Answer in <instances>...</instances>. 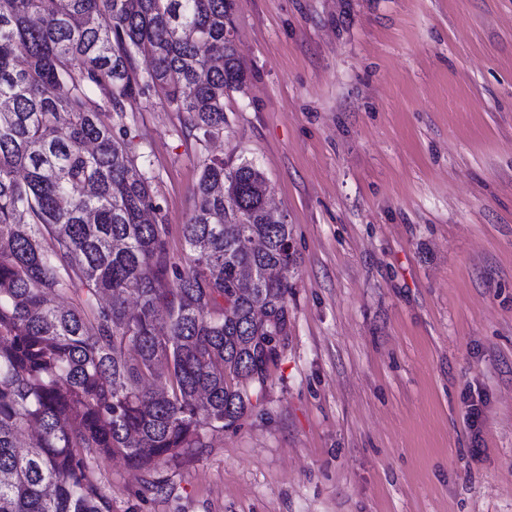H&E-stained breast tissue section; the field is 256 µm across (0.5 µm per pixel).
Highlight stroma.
Here are the masks:
<instances>
[{
	"mask_svg": "<svg viewBox=\"0 0 512 512\" xmlns=\"http://www.w3.org/2000/svg\"><path fill=\"white\" fill-rule=\"evenodd\" d=\"M233 21L223 133L160 91L124 125L174 256L204 162L266 174L298 257L288 331L162 493L110 459L94 481L112 512H512V0H234Z\"/></svg>",
	"mask_w": 512,
	"mask_h": 512,
	"instance_id": "1",
	"label": "stroma"
}]
</instances>
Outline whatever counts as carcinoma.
<instances>
[{
  "label": "carcinoma",
  "instance_id": "cac0c4a2",
  "mask_svg": "<svg viewBox=\"0 0 512 512\" xmlns=\"http://www.w3.org/2000/svg\"><path fill=\"white\" fill-rule=\"evenodd\" d=\"M233 7L0 0V512H112L99 459L202 453L278 356L297 258L265 174L204 163L176 258L123 124L158 88L190 133L224 130Z\"/></svg>",
  "mask_w": 512,
  "mask_h": 512
}]
</instances>
